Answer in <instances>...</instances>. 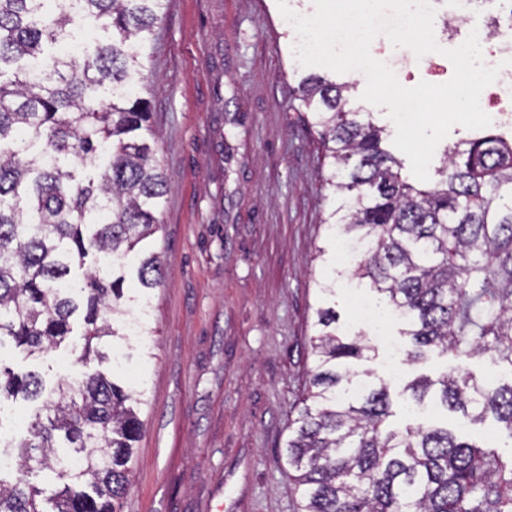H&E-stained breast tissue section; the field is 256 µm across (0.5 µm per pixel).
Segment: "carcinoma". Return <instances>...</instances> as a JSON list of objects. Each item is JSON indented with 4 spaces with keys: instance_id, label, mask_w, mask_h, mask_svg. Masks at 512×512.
<instances>
[{
    "instance_id": "carcinoma-1",
    "label": "carcinoma",
    "mask_w": 512,
    "mask_h": 512,
    "mask_svg": "<svg viewBox=\"0 0 512 512\" xmlns=\"http://www.w3.org/2000/svg\"><path fill=\"white\" fill-rule=\"evenodd\" d=\"M165 0H79L112 39L77 63L59 52L74 23L63 0H0V346L29 356L72 344L78 361L112 359V377L83 371L47 387L36 371L0 365V397L33 405L11 445L22 470L61 480L54 512H122L143 423L144 384L126 385L130 336H151L149 290L163 276L151 237L168 180L151 143L148 102L134 96ZM112 99H97L105 85ZM349 86L310 75L298 100L320 129L339 197L325 223L351 238L380 303L403 320L405 356H451L401 395L473 422L492 415L512 439V383L464 367L489 356L512 369V139L489 134L444 149L429 183L403 174L385 129L347 108ZM316 310L314 369L285 443L301 512H512V457L448 427H396L390 384L374 383L376 347L336 331ZM112 339V353L104 351ZM44 491L0 477V512H44Z\"/></svg>"
}]
</instances>
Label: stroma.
<instances>
[{
  "label": "stroma",
  "instance_id": "1",
  "mask_svg": "<svg viewBox=\"0 0 512 512\" xmlns=\"http://www.w3.org/2000/svg\"><path fill=\"white\" fill-rule=\"evenodd\" d=\"M296 40L276 0H167L142 50L140 94L170 190L153 236L164 275L149 292L152 356L134 364L146 403L122 512H300L283 449L307 392L327 278L342 334L374 341L370 367L392 392L456 365L392 354L389 343L406 344L397 319H363L352 303L377 296L340 261L324 222L334 194L317 132L293 99L310 73ZM320 246L328 262L315 260ZM77 356L0 347V364L50 384L80 371ZM434 421L512 456L491 418L400 407L393 417L399 427Z\"/></svg>",
  "mask_w": 512,
  "mask_h": 512
}]
</instances>
